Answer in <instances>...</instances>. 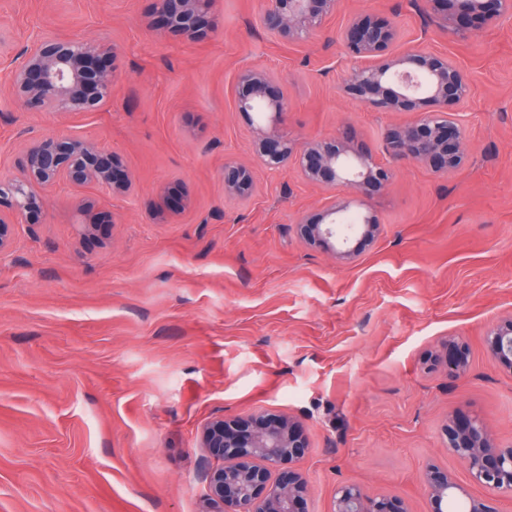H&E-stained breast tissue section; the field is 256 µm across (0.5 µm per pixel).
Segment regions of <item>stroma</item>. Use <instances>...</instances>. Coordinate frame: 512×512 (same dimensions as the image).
I'll return each mask as SVG.
<instances>
[{"mask_svg":"<svg viewBox=\"0 0 512 512\" xmlns=\"http://www.w3.org/2000/svg\"><path fill=\"white\" fill-rule=\"evenodd\" d=\"M369 1L467 74L456 118L470 154L448 178L399 163L364 200L380 235L342 264L295 223L347 188L290 166L257 171L237 199L222 173L254 161L253 118L234 107L245 66L278 74L291 136L344 131L386 159L385 130L413 113L339 89L352 60L336 32ZM414 2L346 0L325 32L289 44L263 28L264 0H218L197 43L155 38L152 0H0L1 56L48 32L118 50L100 111L30 112L0 91V177L31 138L64 132L113 152L133 183L58 186L0 256V512H200L214 464L200 433L216 418L297 421L305 512H329L347 484L425 512L431 461L468 484L445 446L450 414L512 442V373L483 343L512 314V17L460 37ZM451 335L469 350L461 378L432 364Z\"/></svg>","mask_w":512,"mask_h":512,"instance_id":"stroma-1","label":"stroma"}]
</instances>
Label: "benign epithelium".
Returning <instances> with one entry per match:
<instances>
[{
	"label": "benign epithelium",
	"mask_w": 512,
	"mask_h": 512,
	"mask_svg": "<svg viewBox=\"0 0 512 512\" xmlns=\"http://www.w3.org/2000/svg\"><path fill=\"white\" fill-rule=\"evenodd\" d=\"M162 24L157 37L179 34L189 40L209 35L208 15L214 0H152ZM341 0H266L265 30L290 44L322 32L336 16ZM442 13L445 27L462 36L473 26H494L512 16V0H426ZM341 41L362 64L345 71L340 89L353 101L389 112H415L414 121L390 127L384 133L391 162L415 161L440 177L455 174L466 162L469 145L455 111L471 98L473 86L463 69L448 55L411 49L389 53L399 40L398 28L371 11L349 15L340 31ZM116 48L57 35L45 36L21 56L5 60L7 90L30 112H95L112 97ZM235 102L241 112H270V123L253 125L254 154L268 171L294 165L308 182L334 189L343 185L364 195L385 187L391 167L378 163L363 145L345 135L295 139L281 128L290 100L277 77L254 68L236 77ZM224 191L239 198L254 190L252 167L227 162ZM67 182L93 184L115 194L131 188L117 169L116 157L98 143L65 134L30 140L17 176L0 178V255L12 247L14 227L40 209L41 192ZM347 201L333 203L316 215L296 221L301 238L311 246L336 249V259L355 261L353 237L375 239L380 231L372 215L347 223ZM483 341L492 363L512 373V315L489 325ZM445 353L456 375L467 372L466 346L448 340ZM446 448L485 494H467L453 476L434 464L421 473L426 512H448V500L467 497V512H500L499 502L512 498V442H497L477 417L452 416L445 429ZM201 447L217 459L206 476L207 493L201 512H302L308 492L295 471L272 478V471L303 457L304 435L291 419L279 415L257 418L214 419L202 429ZM330 512H408L395 494L368 495L356 485L336 490Z\"/></svg>",
	"instance_id": "1"
}]
</instances>
